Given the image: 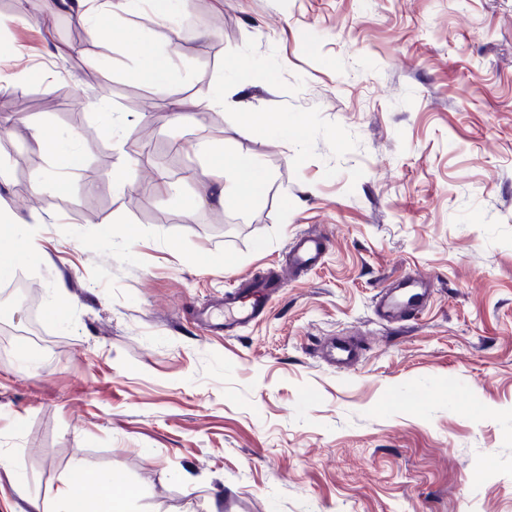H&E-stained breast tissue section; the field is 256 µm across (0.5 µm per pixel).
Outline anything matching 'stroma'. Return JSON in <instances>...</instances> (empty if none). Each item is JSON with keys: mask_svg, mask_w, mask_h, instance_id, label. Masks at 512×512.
Segmentation results:
<instances>
[{"mask_svg": "<svg viewBox=\"0 0 512 512\" xmlns=\"http://www.w3.org/2000/svg\"><path fill=\"white\" fill-rule=\"evenodd\" d=\"M1 18L7 107L57 102L0 123V204L32 218L14 271L37 293L0 314V512H53L77 465L118 472L135 512H512V0H198L176 41L146 9L80 44L57 0ZM149 47L165 89L138 73ZM36 125L77 132L82 166L58 172ZM203 134L258 160V199L185 207L208 188ZM167 154L189 172L176 199L154 189ZM40 174L67 193H31ZM308 231L331 246L267 317L197 327L194 306ZM414 273L425 311L379 321L378 290ZM335 337L360 341L354 369L319 358Z\"/></svg>", "mask_w": 512, "mask_h": 512, "instance_id": "35a3bbf8", "label": "stroma"}]
</instances>
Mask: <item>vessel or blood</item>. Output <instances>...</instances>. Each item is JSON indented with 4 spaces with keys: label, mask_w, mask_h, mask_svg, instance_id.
Returning <instances> with one entry per match:
<instances>
[{
    "label": "vessel or blood",
    "mask_w": 512,
    "mask_h": 512,
    "mask_svg": "<svg viewBox=\"0 0 512 512\" xmlns=\"http://www.w3.org/2000/svg\"><path fill=\"white\" fill-rule=\"evenodd\" d=\"M327 246V240L317 236H295L288 250L287 271L271 269L260 278L241 280L236 291L226 294L221 303L225 331L248 326L266 316L269 302L278 292L283 275L296 276L312 269ZM431 293L432 283L426 277L414 274L398 279L381 289L375 304L376 314L387 323H402L426 307ZM323 354L331 366L346 370L358 360V343L337 339L325 347Z\"/></svg>",
    "instance_id": "obj_1"
}]
</instances>
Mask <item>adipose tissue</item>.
<instances>
[{"instance_id":"ef3b65f1","label":"adipose tissue","mask_w":512,"mask_h":512,"mask_svg":"<svg viewBox=\"0 0 512 512\" xmlns=\"http://www.w3.org/2000/svg\"><path fill=\"white\" fill-rule=\"evenodd\" d=\"M208 174L221 177L222 184L212 198L218 202L233 200L247 204L258 198L268 175L256 158L248 154L225 156L223 142L208 138L202 143ZM23 214L0 207V279L9 277L21 255L18 230L25 224ZM98 483L111 487L105 499L90 500L84 485ZM132 490L120 486L115 475L95 476L83 468H74L70 478L59 488L54 512H131Z\"/></svg>"}]
</instances>
